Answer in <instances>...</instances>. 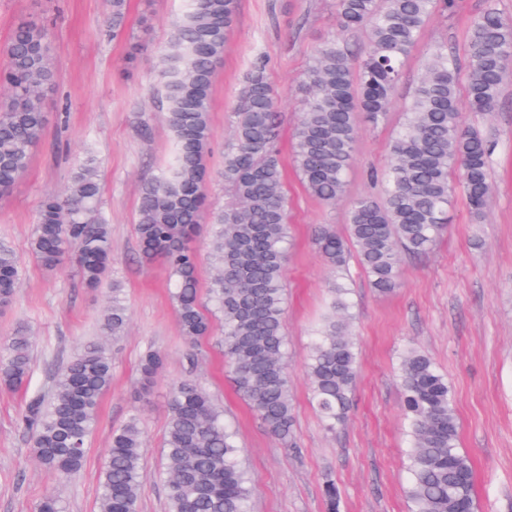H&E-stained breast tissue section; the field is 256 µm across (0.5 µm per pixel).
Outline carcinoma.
I'll return each instance as SVG.
<instances>
[{
  "label": "carcinoma",
  "mask_w": 512,
  "mask_h": 512,
  "mask_svg": "<svg viewBox=\"0 0 512 512\" xmlns=\"http://www.w3.org/2000/svg\"><path fill=\"white\" fill-rule=\"evenodd\" d=\"M112 37L126 36L127 0H106ZM455 0H336L340 30L313 53L299 89L306 106L293 134V160L307 191L326 205L345 200L346 176L360 134L357 113L378 125L387 120L402 67L421 31ZM237 0H187L161 56L167 111L175 144L161 174L140 190L136 234L142 256L160 259L174 282L173 300L186 343L211 331V315L224 322L221 345L237 394L282 446L295 445L285 335L284 264L290 246L284 169L278 148V96L262 57L246 74L234 106V145L224 154V208L211 216L215 273L201 298L198 257L191 243L204 219L210 149V89L235 19ZM361 31L363 58L345 45L344 33ZM0 67V193L27 170L47 126L43 96L55 80L49 31L37 18L20 22ZM466 94L459 91L458 59L448 46H431L423 75L404 106L391 144L390 163L369 179L384 187L379 198L347 201V236L330 224L315 229L313 244L332 274L329 312L314 330L305 366L312 402L330 429L346 420L358 377L352 337L349 260L377 293L400 283V253L430 252L448 224L455 192L473 213L491 192L493 146L466 125L464 113L493 111L512 62V23L494 0L472 23L464 47ZM458 174V182L450 180ZM32 256L53 269L74 256L81 282L103 283L112 264L109 224L101 211L97 161L87 156L63 195L40 205L30 241ZM21 282L14 251L0 243V303H13ZM123 289L112 296L101 321L103 337L119 338L127 326ZM31 338L18 327L0 342V384L30 382ZM161 355L140 359L141 392L154 386ZM399 380L410 437L409 512H473L470 457L459 448L458 420L448 381L423 352H403ZM112 384V357L102 341L84 344L59 372L50 394H34L24 423L36 462L61 480L83 468L85 445L99 402ZM163 438L168 512H250L254 478L244 468L236 432L195 379L169 391ZM145 435L139 414L112 432L99 477V512H137L143 487ZM328 512H338L336 482H324Z\"/></svg>",
  "instance_id": "cac0c4a2"
}]
</instances>
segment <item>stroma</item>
Listing matches in <instances>:
<instances>
[{
	"label": "stroma",
	"instance_id": "1",
	"mask_svg": "<svg viewBox=\"0 0 512 512\" xmlns=\"http://www.w3.org/2000/svg\"><path fill=\"white\" fill-rule=\"evenodd\" d=\"M485 0H456L448 17H436L420 34L397 86L388 123L360 132L347 176L348 197L380 196L370 170L390 161L397 109L408 102L433 43L462 51ZM185 0H128L127 30L144 45L136 63L126 59V39L105 32V0H0V46L23 17L51 22L52 64L57 81L45 97L48 127L25 174L0 194V242L8 243L23 269L13 304L0 309V339L27 326L34 338L30 390L49 392L57 370L99 334L106 288L89 289L73 258L55 270L30 253L40 202L65 190L86 153L99 165L103 211L110 225L114 262L110 279L124 289L129 324L108 341L112 385L102 398L88 438L84 467L59 482L39 466L22 424L27 391L0 387V512H37L49 495L65 512H98V475L113 429L140 414L145 431V478L138 512H167L162 440L172 383L193 377L237 428L249 469L256 477L251 512H327L326 479L335 480L340 512H408V446L399 356L414 347L427 354L448 380L460 424L459 446L471 458L475 512H512V78L490 114H469L495 143L491 194L482 218L455 195L449 224L429 254L402 255L398 288L387 295L369 287L351 266L352 334L360 374L349 418L328 431L310 402L304 363L311 329L329 299L327 266L312 243L321 224L343 229L346 206L329 207L308 194L291 157L296 119L303 108L298 84L315 48L336 31V0H238L233 32L216 68L211 93L206 186L212 208L224 204L218 173L233 146L235 99L255 57H264L280 96L281 149L286 169L292 246L284 277L285 332L297 445L283 448L237 395L224 366L221 326L195 346L180 334L161 263L139 261L135 223L141 185L156 175L174 149L166 125L167 102L160 58ZM163 365L153 392L136 393L146 349Z\"/></svg>",
	"mask_w": 512,
	"mask_h": 512
}]
</instances>
